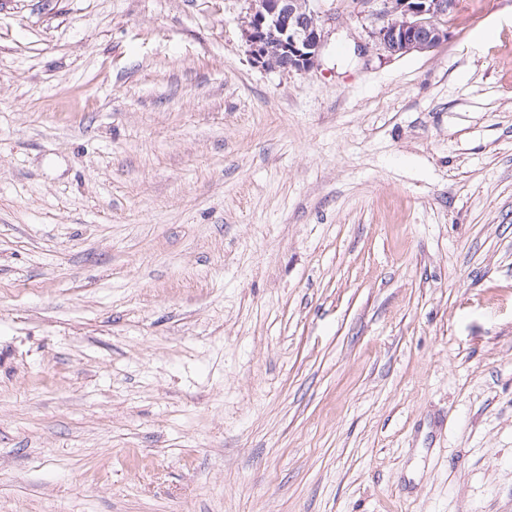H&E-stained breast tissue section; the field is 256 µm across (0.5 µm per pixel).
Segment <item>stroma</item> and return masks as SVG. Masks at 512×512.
Segmentation results:
<instances>
[{
  "mask_svg": "<svg viewBox=\"0 0 512 512\" xmlns=\"http://www.w3.org/2000/svg\"><path fill=\"white\" fill-rule=\"evenodd\" d=\"M253 2L0 0V512H512V0ZM310 0H260L251 8L244 36L251 59L268 68V44L280 46L283 72H305L315 63L322 45V26ZM377 24L371 32L376 44L389 55L425 52L445 42V19L453 0H377Z\"/></svg>",
  "mask_w": 512,
  "mask_h": 512,
  "instance_id": "stroma-1",
  "label": "stroma"
}]
</instances>
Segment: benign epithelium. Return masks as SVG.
Returning <instances> with one entry per match:
<instances>
[{
	"instance_id": "obj_1",
	"label": "benign epithelium",
	"mask_w": 512,
	"mask_h": 512,
	"mask_svg": "<svg viewBox=\"0 0 512 512\" xmlns=\"http://www.w3.org/2000/svg\"><path fill=\"white\" fill-rule=\"evenodd\" d=\"M376 44L390 55L425 52L448 38L446 19L453 0H378ZM244 36L254 64L268 69V44L280 46L283 71L305 72L322 45V26L310 0H258L250 9Z\"/></svg>"
}]
</instances>
